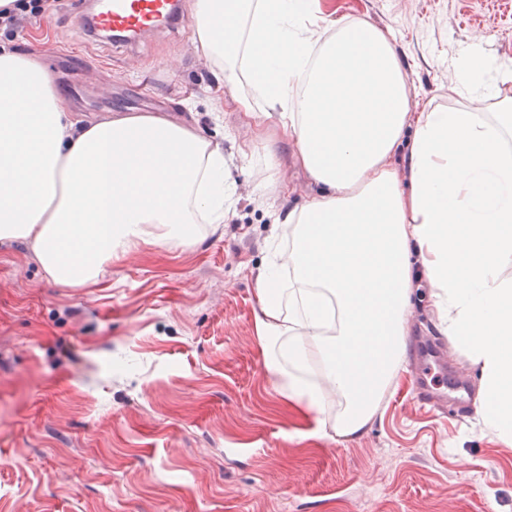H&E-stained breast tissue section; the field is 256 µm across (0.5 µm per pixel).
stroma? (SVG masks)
Masks as SVG:
<instances>
[{"label": "stroma", "instance_id": "1", "mask_svg": "<svg viewBox=\"0 0 512 512\" xmlns=\"http://www.w3.org/2000/svg\"><path fill=\"white\" fill-rule=\"evenodd\" d=\"M83 4L53 0L0 32V49L43 63L82 120L194 127L223 153L235 202L195 243L140 247L92 288L60 287L25 245L0 247V512H512V446L479 413L443 416L413 398L410 360L430 341L479 392L426 283L407 315L409 361L362 435L336 442L279 396L255 273L288 244L270 224L316 186L278 107L246 118L195 29L122 53L79 40L71 14ZM311 14L326 29L391 31L415 106L447 105L468 50L512 71V0H311Z\"/></svg>", "mask_w": 512, "mask_h": 512}]
</instances>
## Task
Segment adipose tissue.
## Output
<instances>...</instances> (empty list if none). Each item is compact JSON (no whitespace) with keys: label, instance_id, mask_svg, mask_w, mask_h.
<instances>
[{"label":"adipose tissue","instance_id":"adipose-tissue-1","mask_svg":"<svg viewBox=\"0 0 512 512\" xmlns=\"http://www.w3.org/2000/svg\"><path fill=\"white\" fill-rule=\"evenodd\" d=\"M227 21L225 42L214 31ZM194 23L225 81L278 105L319 187L255 276L281 395L334 439L362 433L404 364L417 270L480 368L486 429L512 445V97L499 66L463 53L456 104L414 112L389 33L369 23L318 34L307 0H197ZM231 198L223 154L194 129L148 114L76 124L41 62L0 52V246L27 244L55 283L88 288L140 246L185 244L193 225L223 223Z\"/></svg>","mask_w":512,"mask_h":512}]
</instances>
